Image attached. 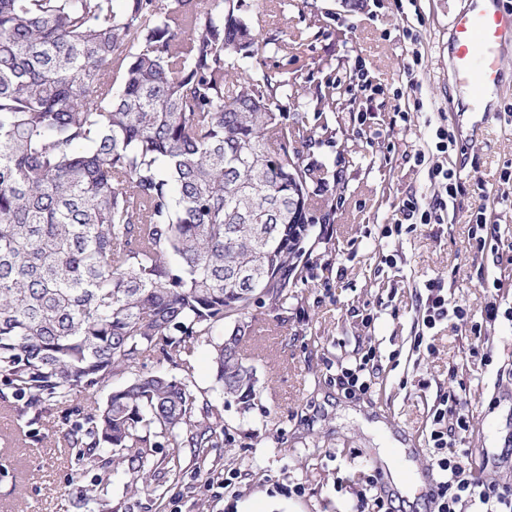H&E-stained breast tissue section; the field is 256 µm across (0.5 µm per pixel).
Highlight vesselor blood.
Masks as SVG:
<instances>
[{
    "label": "vessel or blood",
    "instance_id": "1",
    "mask_svg": "<svg viewBox=\"0 0 512 512\" xmlns=\"http://www.w3.org/2000/svg\"><path fill=\"white\" fill-rule=\"evenodd\" d=\"M512 50V10L503 0H470L453 21L450 70L464 96L451 115L455 127L481 128L503 83L502 60Z\"/></svg>",
    "mask_w": 512,
    "mask_h": 512
}]
</instances>
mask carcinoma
Returning <instances> with one entry per match:
<instances>
[{"label":"carcinoma","mask_w":512,"mask_h":512,"mask_svg":"<svg viewBox=\"0 0 512 512\" xmlns=\"http://www.w3.org/2000/svg\"><path fill=\"white\" fill-rule=\"evenodd\" d=\"M244 6L0 0V400L36 413L109 389L62 434L97 470L71 483L97 512L112 474L156 493L182 449L203 462L224 444L190 357L211 347L215 391L251 409L244 326L214 329L288 303L318 236L298 145L341 88L309 111L280 74L252 75L288 44L260 40ZM152 353L181 376L142 372Z\"/></svg>","instance_id":"1"}]
</instances>
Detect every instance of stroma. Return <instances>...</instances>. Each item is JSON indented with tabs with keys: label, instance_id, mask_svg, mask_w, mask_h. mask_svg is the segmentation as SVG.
Returning <instances> with one entry per match:
<instances>
[{
	"label": "stroma",
	"instance_id": "stroma-1",
	"mask_svg": "<svg viewBox=\"0 0 512 512\" xmlns=\"http://www.w3.org/2000/svg\"><path fill=\"white\" fill-rule=\"evenodd\" d=\"M246 2L256 34L287 40L299 58L288 66L269 53L270 70H287L310 93L363 72L370 89L345 94L303 150L304 166L327 175L315 192L331 205L333 234L310 249L287 305L268 302L245 317L259 386L253 408L225 404L223 447L209 450L201 470L185 453L182 478L163 499L125 494L123 477H114L120 512H354L367 476L384 483L408 477L412 465L430 468V418L455 380L465 383L473 415L462 447L501 449L512 438V321L485 319L489 301L512 307V182L500 178L512 165V82L479 136H456L439 157L460 175L444 223L383 234L407 196L434 194L414 155L434 152L436 129L453 128L460 91L448 44L467 0ZM416 52L422 64L406 76ZM481 204L496 234L478 254L468 230ZM432 278L445 283L450 303L468 308L467 322L423 330L417 296ZM477 342L491 362L470 355ZM369 351L370 390L351 394L338 377ZM77 419L48 403L31 427L0 402V512H83L69 485L80 469L74 454L58 438H39ZM396 442L405 456L395 470L376 467L380 450Z\"/></svg>",
	"mask_w": 512,
	"mask_h": 512
}]
</instances>
